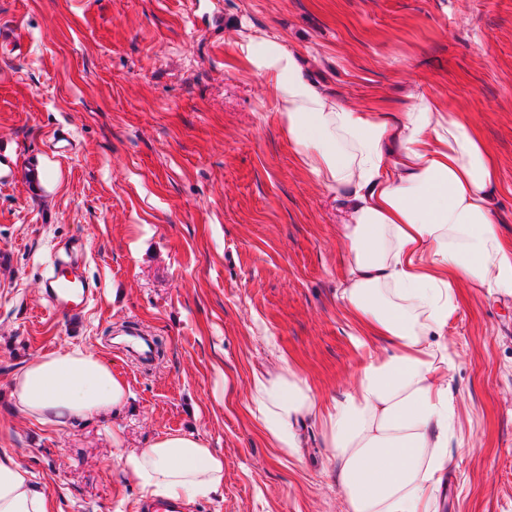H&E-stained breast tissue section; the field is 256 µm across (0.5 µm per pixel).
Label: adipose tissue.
Masks as SVG:
<instances>
[{
  "instance_id": "ef3b65f1",
  "label": "adipose tissue",
  "mask_w": 512,
  "mask_h": 512,
  "mask_svg": "<svg viewBox=\"0 0 512 512\" xmlns=\"http://www.w3.org/2000/svg\"><path fill=\"white\" fill-rule=\"evenodd\" d=\"M248 63L274 86L280 123L302 167L332 191L347 249L339 299L367 359L350 391L322 401L290 363L253 374L248 412L269 446L299 457V427L314 419L335 462L347 512H437L457 404L439 342L467 283L512 298V242L498 232L499 171L465 114L416 96L395 116L349 107L308 78L293 52L249 38ZM131 388L99 354L75 346L40 354L10 380L16 408L42 424L116 416ZM112 446L146 499L188 504L224 488V456L193 432ZM0 512H54L51 497L0 448Z\"/></svg>"
}]
</instances>
